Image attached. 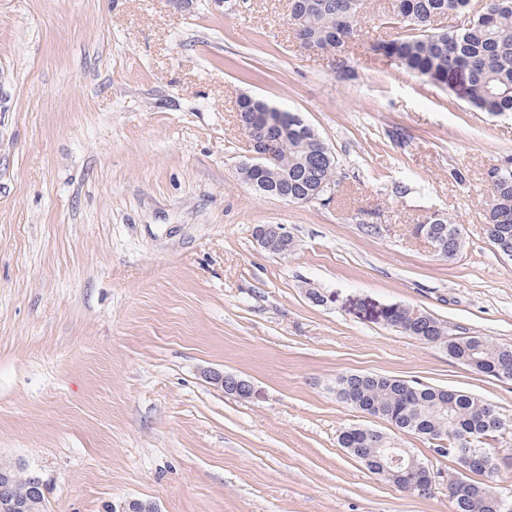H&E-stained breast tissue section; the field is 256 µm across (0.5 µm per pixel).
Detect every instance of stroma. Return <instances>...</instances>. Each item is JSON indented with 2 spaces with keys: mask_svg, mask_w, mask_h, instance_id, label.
<instances>
[{
  "mask_svg": "<svg viewBox=\"0 0 512 512\" xmlns=\"http://www.w3.org/2000/svg\"><path fill=\"white\" fill-rule=\"evenodd\" d=\"M368 0L338 56L300 46L288 0H0V463L46 480L47 512H455L452 456L403 436L435 474L405 493L341 448L386 422L341 402L374 373L468 392L511 429L487 438L512 501V380L383 322L401 305L453 336L512 345V261L486 236L487 173L512 112L375 55ZM244 93L295 112L336 157L330 200L239 175ZM465 247L437 258L433 214ZM284 225L285 256L254 240ZM323 302L310 300V292ZM248 381L240 399L206 379ZM417 233H422L423 237L434 246L443 244L442 251L445 256L442 258L445 259H448V251L454 258L464 248V239L458 225L439 214L430 217L426 224L418 225Z\"/></svg>",
  "mask_w": 512,
  "mask_h": 512,
  "instance_id": "1",
  "label": "stroma"
}]
</instances>
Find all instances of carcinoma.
Masks as SVG:
<instances>
[{
	"label": "carcinoma",
	"instance_id": "carcinoma-1",
	"mask_svg": "<svg viewBox=\"0 0 512 512\" xmlns=\"http://www.w3.org/2000/svg\"><path fill=\"white\" fill-rule=\"evenodd\" d=\"M367 0H289V20L299 36L320 50L339 52L357 33V20ZM472 12V0H392L387 24L396 35L372 45L375 54L425 81L451 87L465 82L470 104L482 112H512V0H485L466 26L440 27L446 16ZM237 111L249 120L270 127L275 139V161L254 186L274 197L286 193L305 202L335 183V157L323 149L325 142L297 114L262 103L241 102ZM493 167L486 234L500 255L512 257V159ZM417 233L442 251L456 256L464 248L458 225L435 214ZM388 325L428 344H443L448 356L473 371L497 380H512V346L498 345L483 336H456L432 315L395 306L386 316ZM339 399L389 423L401 434L437 442L436 451L474 460V477L448 480V497L456 512H512L490 489L485 461L492 453L483 440L504 432L506 422L495 407L465 391L432 387L417 381L372 373L338 377ZM447 444H442V441ZM395 438L369 427H349L339 444L373 473L398 484V470L387 464V449ZM11 500L32 499L26 475L10 486Z\"/></svg>",
	"mask_w": 512,
	"mask_h": 512
}]
</instances>
